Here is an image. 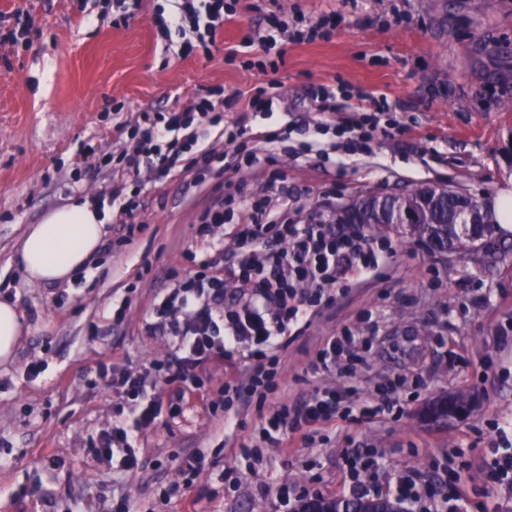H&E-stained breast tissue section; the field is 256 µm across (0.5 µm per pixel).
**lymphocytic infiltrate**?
Here are the masks:
<instances>
[{
	"label": "lymphocytic infiltrate",
	"mask_w": 512,
	"mask_h": 512,
	"mask_svg": "<svg viewBox=\"0 0 512 512\" xmlns=\"http://www.w3.org/2000/svg\"><path fill=\"white\" fill-rule=\"evenodd\" d=\"M168 12H156L155 25L163 40L172 34L183 38L182 49L210 54L226 21L234 12L227 0H169ZM274 33L259 37L257 46L265 63L259 64L260 80L247 107L251 114L273 120L282 101L275 93V80L269 72L278 71L283 53L276 50ZM225 103L218 90L209 91L183 111L141 112L134 125L118 124V138L125 144L117 158L131 176L142 167L164 165L167 160H183L185 171L198 164L241 170L263 161H273L282 140L281 128L253 129L248 116L234 124L224 121ZM375 112L351 119L343 128L348 135V149L371 154L372 142L379 133L396 136L403 127L381 125L389 109L386 99L374 102ZM218 131L225 144L249 138L253 147L245 163L229 160L226 152L209 143L211 131ZM238 249L226 267V276L195 273L173 288L158 294L153 303V326L166 329L176 343L169 359L156 363L149 372L116 373L118 385L131 407L132 421L118 422L99 437L91 439L89 450L99 459L111 462L115 472L134 475L142 472L144 461L135 447L137 434L156 425L162 414L161 393H148L149 378L163 379L181 387L200 386L199 370L216 356H224L245 345L253 346V361L247 370L245 385H226L224 410L265 400L274 388L272 379L279 367L277 349L287 343L293 326L319 306L324 288L352 271H368L377 263V254L363 246L361 228L351 226L337 231L322 220L305 224L265 222L254 219L236 227ZM235 289L232 304H225V289ZM341 396L335 388L315 389L302 404L281 406L270 414L263 433L270 443L279 442L287 431H299L351 410L341 409ZM390 492L408 512H468L463 501L455 504L436 501L427 489L407 474L397 475Z\"/></svg>",
	"instance_id": "lymphocytic-infiltrate-1"
}]
</instances>
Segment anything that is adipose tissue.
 <instances>
[{"label":"adipose tissue","instance_id":"ef3b65f1","mask_svg":"<svg viewBox=\"0 0 512 512\" xmlns=\"http://www.w3.org/2000/svg\"><path fill=\"white\" fill-rule=\"evenodd\" d=\"M107 216L87 200L48 211L23 235L19 256L28 280L66 283L94 257L106 233Z\"/></svg>","mask_w":512,"mask_h":512}]
</instances>
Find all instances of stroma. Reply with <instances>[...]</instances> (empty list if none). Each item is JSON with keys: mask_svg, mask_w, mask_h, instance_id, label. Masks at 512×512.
<instances>
[{"mask_svg": "<svg viewBox=\"0 0 512 512\" xmlns=\"http://www.w3.org/2000/svg\"><path fill=\"white\" fill-rule=\"evenodd\" d=\"M165 0H143L128 23H114L103 0H0V300H11L31 327L13 361L0 364V512H291L296 496H347L343 452L381 456L376 476L412 471L420 484L448 493V454H457L459 487L469 512H512V489L488 481L484 456L496 424L512 423V252L490 258L457 249L438 254L382 225L367 228L381 261L348 274L280 352L276 386L264 407L229 420L212 403L249 363L235 353L209 363L202 390L175 394L176 417L162 415L139 433L148 461L134 476L113 473L89 442L111 426L122 399L98 367L144 372L173 351L164 329L145 332L152 303L186 274L204 270L213 247L195 229L211 201L224 200L225 252L236 248V224L248 212L239 190L272 195L279 219L303 222L365 195L397 193L425 183L467 190L492 203L512 187V0H236L235 16L210 57L168 52L154 23ZM23 11L29 40L6 33ZM335 12V26L307 42L286 41L276 78L286 107L275 117L288 133L286 152L245 177L218 168L168 176L142 169L144 207L125 218L109 209L108 232L89 268L70 283H31L18 267V241L29 225L74 196L111 194L110 159L120 150L115 125L139 112H168L221 87L249 97L256 85L244 68L248 45L270 23L291 32L300 20ZM336 90L330 125L372 112L387 96L403 135L380 136L371 156L337 142L333 162L293 151L313 130L309 99ZM141 225L126 240L124 220ZM125 307L122 323L112 310ZM374 331L353 379L315 375L311 358L333 336ZM42 365L28 376L31 363ZM398 385L393 413L352 421L336 416L310 436L276 445L261 415L296 406L317 387L372 394ZM446 399L467 409L445 422L431 407ZM249 444V459L237 457ZM205 453L207 466L186 484L182 459ZM220 468H213V460ZM183 495L167 496L174 484Z\"/></svg>", "mask_w": 512, "mask_h": 512, "instance_id": "1", "label": "stroma"}]
</instances>
